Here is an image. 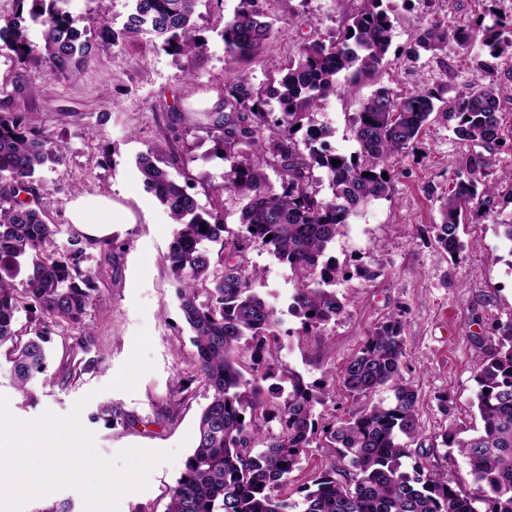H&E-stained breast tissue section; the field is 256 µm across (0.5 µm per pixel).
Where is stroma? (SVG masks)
Returning <instances> with one entry per match:
<instances>
[{
	"label": "stroma",
	"mask_w": 512,
	"mask_h": 512,
	"mask_svg": "<svg viewBox=\"0 0 512 512\" xmlns=\"http://www.w3.org/2000/svg\"><path fill=\"white\" fill-rule=\"evenodd\" d=\"M395 17V36L387 62L373 77L338 86L317 121L329 124L336 150L351 152L352 118L381 85L399 94L426 88L439 94L416 144L388 157L393 179L390 199L373 202L350 218L330 252L340 264L370 267L371 276H348L337 292L345 307L322 335L300 341L298 318L288 311L291 272L261 247L248 260L262 272L256 292L272 304L288 335L278 360L306 382L325 387L317 412L330 419L356 406L340 387L339 368L361 346L369 330L401 313L406 345L404 375L418 391L422 430L412 442V458L434 470L456 474L465 491L472 478L456 449L436 445L445 429L478 428L474 405L479 336L491 323L512 318V242L502 222L512 219V101L501 102L503 146L493 149L463 143L448 119V102L469 87L504 76L505 59H492L482 46L483 28L512 22V0H384ZM238 0H200L196 23L207 40L191 57L169 54L146 40L119 46L98 44L94 57L71 72L51 69L37 59L21 66L0 51V112H25L50 140L64 142L62 162L43 170L34 183L54 206L48 216L67 223V205L83 193L110 196L130 223L113 227L119 247L111 258L91 253L88 266L99 272V301L85 320L92 337L79 349L76 329L53 328L47 372L31 385L23 401L8 368H0V395L10 413L32 420L44 412L66 416L79 411L82 426L94 435L106 459L137 447L176 450L173 462L157 465L145 490L126 494L118 512H166L170 490L192 451L198 416L210 400L204 382L195 380L196 349L171 284L164 259L174 226L166 208L148 192L136 158L149 148L178 156L193 177L197 199L208 205L211 186L224 181V162L214 153L210 127L224 109L225 53L220 32ZM79 27L95 38L100 24L122 27L127 0H72ZM273 34L261 55L247 67L254 83L279 76L282 67L308 38L329 37L345 15L335 0H267ZM431 24L470 32L467 47L449 44L419 50L406 58L419 27ZM472 157L481 158L498 186L490 213L471 212L460 228L465 249L450 260L433 239L442 200L455 172ZM96 367L85 368L88 359ZM188 379L177 391L179 379ZM450 399L441 409V396ZM83 409H76L77 401ZM118 408L106 420L103 406Z\"/></svg>",
	"instance_id": "35a3bbf8"
}]
</instances>
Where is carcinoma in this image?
Wrapping results in <instances>:
<instances>
[{"mask_svg":"<svg viewBox=\"0 0 512 512\" xmlns=\"http://www.w3.org/2000/svg\"><path fill=\"white\" fill-rule=\"evenodd\" d=\"M66 0H16L17 16L0 22V50L16 63L33 58L69 71L95 55L82 38ZM200 0H130L122 30L106 25L98 38L114 44L149 34L163 51L190 56L205 39L193 17ZM40 26L30 40L25 21ZM263 0H239L220 36L232 64L249 63L272 36ZM394 22L383 0H362L336 34L302 43L277 78L255 84L240 71L224 80V113L211 125L224 164V184L211 189V208L202 207L191 177L178 179L152 149L137 157L145 187L167 207L175 229L166 255L185 322L196 347L195 373L211 390L195 433L193 453L174 485L167 512H512V320L497 324L480 343L475 375L482 427L457 437L441 434L470 468L476 492L457 487L452 473L417 462L406 468L408 443L421 435L418 394L403 375V323L393 314L371 330L358 352L340 367L347 394L357 400L381 387L388 402L355 408L324 423L316 415L325 388L288 369L276 373L270 358L281 348L277 310L252 288L261 277L246 262L263 247L293 275L289 312L300 319L302 336L325 330L344 309L336 286L345 268L329 245L349 218L373 200L390 196L392 180L382 163L416 143L437 96L415 89L398 95L378 87L356 113L350 154L324 149L331 129L313 114L336 92L342 74L351 79L379 72L392 46ZM454 41L468 45L461 29L421 27L417 46L440 49ZM482 45L493 58L512 61V37L496 22L484 27ZM508 86L498 78L469 89L448 103V119L465 142L504 145L499 118ZM64 145L46 138L22 112L0 113V357L10 364L14 386L29 384L48 369L50 327H84L99 298L95 271L84 265L87 251L110 258L114 241L89 242L65 224H51L52 201L36 192L35 175L63 159ZM340 164L334 166L332 161ZM321 171L322 177L315 176ZM280 186L274 187L269 174ZM327 181L329 193L320 195ZM496 185L481 161L469 160L452 179L433 225L438 248L461 255L464 214L490 201ZM245 200L239 226L224 224V193ZM28 197L21 198L22 194ZM207 231H201V226ZM220 244L213 252L211 244ZM22 312L40 313V327L26 341L16 325ZM247 352L248 373L241 371ZM279 378L280 384L263 387ZM334 450L338 464L296 488L299 498L281 496L292 473L314 443Z\"/></svg>","mask_w":512,"mask_h":512,"instance_id":"obj_1","label":"carcinoma"}]
</instances>
